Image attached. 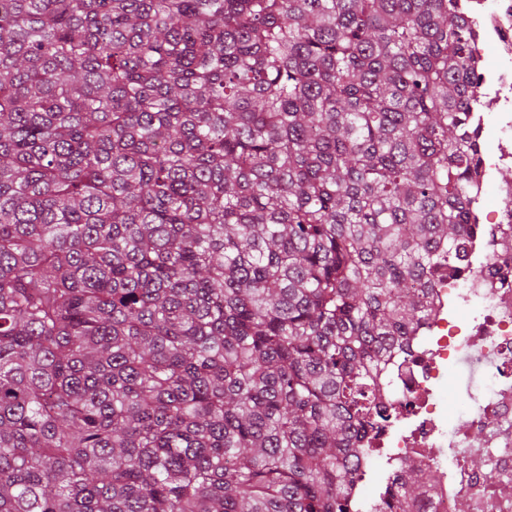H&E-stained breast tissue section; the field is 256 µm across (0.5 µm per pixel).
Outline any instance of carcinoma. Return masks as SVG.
Listing matches in <instances>:
<instances>
[{"label":"carcinoma","instance_id":"carcinoma-1","mask_svg":"<svg viewBox=\"0 0 512 512\" xmlns=\"http://www.w3.org/2000/svg\"><path fill=\"white\" fill-rule=\"evenodd\" d=\"M456 2L0 0V512H350L476 228Z\"/></svg>","mask_w":512,"mask_h":512}]
</instances>
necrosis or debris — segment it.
I'll list each match as a JSON object with an SVG mask.
<instances>
[{"mask_svg":"<svg viewBox=\"0 0 512 512\" xmlns=\"http://www.w3.org/2000/svg\"><path fill=\"white\" fill-rule=\"evenodd\" d=\"M472 33L473 65L491 113L477 112L479 168L469 194L480 202L493 190L491 222L479 211L468 245L469 268L433 289L436 309L412 342L392 397L407 409L374 440L385 465L380 501L397 492L402 468L436 471L422 512H512V0H458ZM464 378L466 404L457 419L444 410L450 378ZM485 459L498 472L489 481L473 465Z\"/></svg>","mask_w":512,"mask_h":512,"instance_id":"1","label":"necrosis or debris"}]
</instances>
